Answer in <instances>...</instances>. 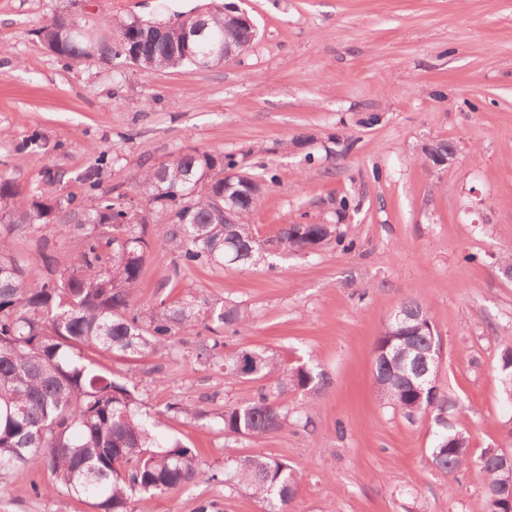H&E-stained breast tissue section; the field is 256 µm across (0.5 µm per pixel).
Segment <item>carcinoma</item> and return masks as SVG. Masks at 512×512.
<instances>
[{
    "instance_id": "cac0c4a2",
    "label": "carcinoma",
    "mask_w": 512,
    "mask_h": 512,
    "mask_svg": "<svg viewBox=\"0 0 512 512\" xmlns=\"http://www.w3.org/2000/svg\"><path fill=\"white\" fill-rule=\"evenodd\" d=\"M57 2L38 35L68 64L135 52L142 69L207 68L224 62L209 54L210 44L226 36L251 42V34L233 27L221 9L203 17L208 40L188 51L184 27L144 41L132 17L102 16L72 33L73 0ZM454 153L455 146L443 140L424 149L431 162ZM110 165L104 154L80 177L94 196L91 204L67 191L65 172L49 170L45 187L0 225V478L25 466L50 472L52 484L35 483L33 492L57 494L59 512H68L71 500L92 512H149L156 496L203 479L230 480L258 499L285 507L300 486L288 464L243 456L227 460L222 473L206 474L197 449L179 438H159L163 413L147 409L137 387L98 370L84 349L153 355L171 350L180 330L202 326L213 336L197 347V358L221 362L230 379L244 374L260 380L279 368L278 359L264 350L230 349L219 334L221 329L234 335L248 330L250 318L240 306L218 309L205 300L171 304L162 299L146 314L135 306L143 266L157 246L147 235L148 221L169 225L164 246L184 269L222 267L234 256L241 265H254L280 252L315 253L333 241L345 243L344 234L336 224H285L277 235L260 239L249 216L273 183L251 177L241 161L221 151L193 150L147 168L144 215L127 213L123 195L97 194ZM236 169L237 177L224 180V171ZM20 193L11 177L0 174V211ZM226 203L239 212V223L220 221L219 208ZM53 224L62 236H79L81 248L72 269L59 273L53 241L42 239L39 253L48 276L30 283L7 234L17 226L37 233ZM398 312L401 318L385 325L374 348L380 402L408 420L434 413L441 431L430 457L437 470L446 474L473 465L484 475L485 487L498 488L504 498L511 495L512 470L500 467L490 448L474 455L469 436L448 427L445 414L454 404L440 394L438 366L423 359L432 342L424 304L409 299ZM498 375L503 400L512 404V347L503 350ZM326 382L324 372L311 366L287 370L277 390L262 389L245 405L224 406L218 414L222 430L242 439L274 434L291 417L284 393L303 391L312 399Z\"/></svg>"
}]
</instances>
